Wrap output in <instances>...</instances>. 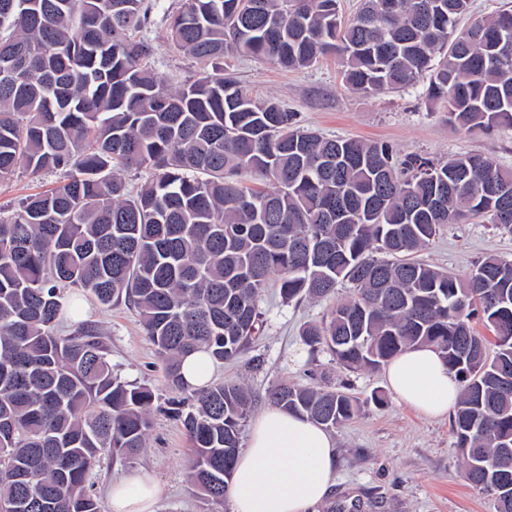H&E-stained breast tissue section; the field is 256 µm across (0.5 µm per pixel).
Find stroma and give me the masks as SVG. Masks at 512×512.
<instances>
[{"mask_svg": "<svg viewBox=\"0 0 512 512\" xmlns=\"http://www.w3.org/2000/svg\"><path fill=\"white\" fill-rule=\"evenodd\" d=\"M144 31L154 47L151 64L167 83L179 85L193 74L191 61L168 39L164 14L176 0H154ZM230 68L252 96L275 98L297 112L302 125L327 137L388 142L399 153H419L434 161L478 153L512 168V129L461 131L449 124L446 112L428 104L421 89L362 95L348 91L339 75L337 56L313 68L289 71L246 57L231 59ZM488 254L512 260V234L481 220L444 226L419 254L420 260L457 274H467ZM350 295L339 286L335 296L314 301L283 302L275 284H268L260 303L263 328L249 349L233 362L214 367L217 381L240 383L258 395L277 382H313L347 387L360 404L356 417L336 428V483L317 512H493L488 496L473 490L463 476L450 419L429 421L388 394L384 372H351L326 352L306 354L301 331L320 322L337 301ZM82 319L106 331L112 373L122 381L146 384L155 393L147 446L134 459L103 458L92 476V492L108 507L114 479L149 475L163 485L156 512H208L188 478L191 457L185 432L164 409L172 396L164 378V363L145 335L136 312L125 305L102 306L81 295ZM381 392L382 403L371 396Z\"/></svg>", "mask_w": 512, "mask_h": 512, "instance_id": "obj_1", "label": "stroma"}]
</instances>
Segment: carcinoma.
<instances>
[{
    "label": "carcinoma",
    "instance_id": "cac0c4a2",
    "mask_svg": "<svg viewBox=\"0 0 512 512\" xmlns=\"http://www.w3.org/2000/svg\"><path fill=\"white\" fill-rule=\"evenodd\" d=\"M471 7L361 0L345 19L339 0H179L169 37L197 74L173 87L150 66L146 0H0V182L22 166L65 175L0 206V512H101L94 468L147 445L152 389L112 375L98 324L56 330L71 290L138 313L182 395L166 412L191 443L190 480L222 503L256 396L191 389L181 362L244 354L273 276L286 303L351 285L301 333L350 371L438 350L462 384L452 431L464 476L494 512H512V260L490 255L459 277L417 258L447 224L512 233V171L479 154L436 163L325 137L224 70L229 55L305 69L337 54L356 93L425 81L453 126L512 128V9L463 27ZM133 170L147 173L136 187ZM244 171L273 189L244 185ZM266 399L327 430L358 412L321 385L276 384Z\"/></svg>",
    "mask_w": 512,
    "mask_h": 512
}]
</instances>
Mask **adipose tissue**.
Instances as JSON below:
<instances>
[{"label":"adipose tissue","mask_w":512,"mask_h":512,"mask_svg":"<svg viewBox=\"0 0 512 512\" xmlns=\"http://www.w3.org/2000/svg\"><path fill=\"white\" fill-rule=\"evenodd\" d=\"M401 404L429 419L447 415L461 394L436 350L411 347L386 369ZM336 478V443L323 427L270 405L253 420L228 487L231 512H312ZM160 483L132 476L112 484L110 512H155Z\"/></svg>","instance_id":"obj_1"}]
</instances>
